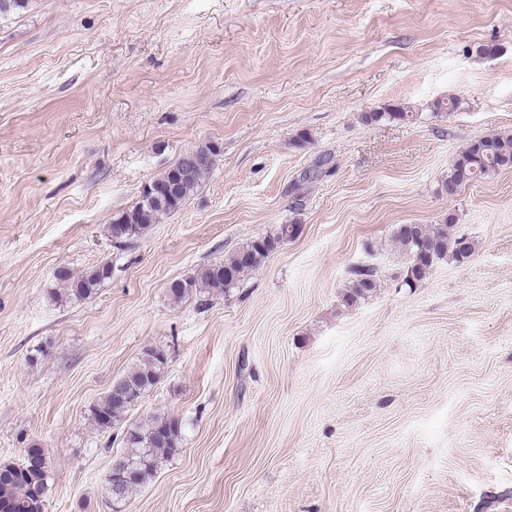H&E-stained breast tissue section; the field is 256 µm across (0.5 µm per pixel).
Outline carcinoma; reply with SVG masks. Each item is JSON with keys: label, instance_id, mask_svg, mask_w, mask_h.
Segmentation results:
<instances>
[{"label": "carcinoma", "instance_id": "carcinoma-1", "mask_svg": "<svg viewBox=\"0 0 512 512\" xmlns=\"http://www.w3.org/2000/svg\"><path fill=\"white\" fill-rule=\"evenodd\" d=\"M381 119L408 121L407 112H367L366 123ZM221 148L205 143L183 153L162 174L148 182V186L165 188L176 184V192L166 196L147 190L140 192L139 201L118 214L109 225L112 240L123 245L131 235L147 233L160 216L180 209L200 188L215 166ZM330 158L323 156L302 173L304 182L316 181L327 173ZM512 168V131L486 135L465 146L454 158L443 176V187L454 193L461 187L489 178L502 170ZM454 224H399L391 236L392 248L408 257L405 283L422 280L431 269L448 258L457 263L467 262L475 252V242L465 234L453 233ZM300 230L295 223L279 225L272 235L254 237L242 244L223 262L207 266L196 277L169 284V294L178 301L194 289H203L211 296H221L238 287L245 275L262 266L281 243L294 238ZM112 276V265L104 263L81 274L65 269L56 277L60 288L53 295L67 300H82L97 293L104 280ZM378 285V270L371 265H360L350 270L345 301L355 304L369 298ZM168 368L166 353L148 347L139 361L121 377L112 381L105 395L89 409L90 419L102 430H108L121 420L141 398L165 376ZM182 421L175 417L154 415L130 425L125 434L127 452L114 461L106 484L117 481L113 498L120 505L141 486L151 480L159 464L180 450ZM50 468L27 470L19 464H0V512H45Z\"/></svg>", "mask_w": 512, "mask_h": 512}]
</instances>
